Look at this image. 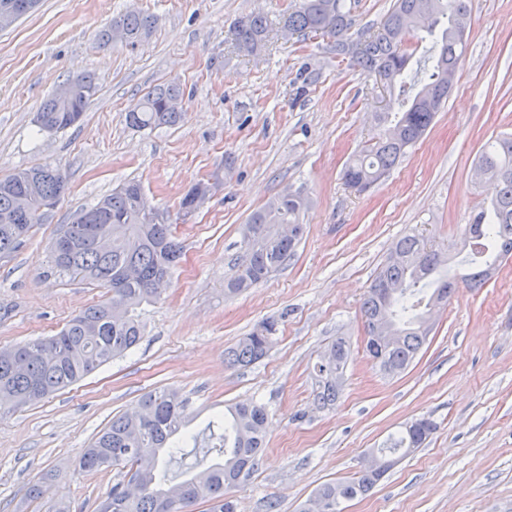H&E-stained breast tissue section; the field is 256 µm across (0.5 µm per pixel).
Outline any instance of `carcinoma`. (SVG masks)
Masks as SVG:
<instances>
[{
  "label": "carcinoma",
  "mask_w": 512,
  "mask_h": 512,
  "mask_svg": "<svg viewBox=\"0 0 512 512\" xmlns=\"http://www.w3.org/2000/svg\"><path fill=\"white\" fill-rule=\"evenodd\" d=\"M468 16L467 0H395L377 32L359 35L363 48L351 54L346 32L353 26V17L347 0H296L288 10L283 25L288 38H334L336 57L349 59L352 66L368 74L392 77L387 106L375 113L377 137L343 170L348 187L362 192L385 178L425 135L448 98V69L464 57L462 31ZM154 24L150 15L127 12L112 18L111 28L123 29L127 46L134 48L148 37ZM422 32L427 34L428 45L414 61L405 45ZM269 33V20L260 11L239 18L232 29L236 46H245L251 53L264 48ZM70 83L78 88V95L69 102L48 97L37 113L41 130H65L82 119L98 90L97 79L84 74ZM180 97V85L159 86L129 110L128 123L150 130L175 126L180 112L171 109L170 102ZM477 164L495 169L497 179L486 207L474 223L464 226L463 242L473 245L463 260L468 273L448 276V257L428 247L418 235L409 234L395 243L364 297L362 314L368 337L364 351L388 375L405 371L426 344L431 332L430 308L448 303L461 285L482 287L502 261L512 258V134L487 143ZM67 190L66 174L47 164L0 179V254L16 252L30 229L50 218L52 211L44 206L58 205ZM22 197L28 206L23 219L17 216ZM308 205L302 192H285L253 213L242 228L243 258L225 282L224 295L245 291L288 262L303 236L300 217ZM91 213L100 217L101 232L112 233L111 248L102 250L90 239L87 217ZM282 225L291 227L290 235L279 234ZM61 232L69 236L70 248L64 254L52 251V271L98 282L109 289L111 297L70 319L50 338L0 348V399L5 397L16 405L37 403L136 347L143 329L135 310L160 296L182 255L170 215L149 206L134 182L77 212ZM384 281L398 286V291L382 292ZM274 331L272 322L259 325L225 352L226 362L244 366L262 358L271 347ZM348 355L342 337L322 353L314 396L318 407L336 403ZM186 410V400L177 391L152 390L136 410L112 417L83 450L81 471L124 465L139 485L132 501L126 499L123 484L112 486L97 512H190L200 501L210 503L211 512H236L229 491L247 481L258 466L266 443L267 410L261 404L239 403L215 416L204 432L207 439L219 441L224 461L176 482L169 463L187 445L196 447L199 442V435L184 432L189 422ZM434 430L432 420L416 419L376 452L386 459L404 457L421 447ZM378 482L379 476L361 470L347 480L321 485L312 499L323 503L326 512H342L343 502L367 495Z\"/></svg>",
  "instance_id": "carcinoma-1"
}]
</instances>
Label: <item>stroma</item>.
<instances>
[{"instance_id":"obj_1","label":"stroma","mask_w":512,"mask_h":512,"mask_svg":"<svg viewBox=\"0 0 512 512\" xmlns=\"http://www.w3.org/2000/svg\"><path fill=\"white\" fill-rule=\"evenodd\" d=\"M293 0H40L0 31V179L51 164L68 190L45 224L0 260V348L48 337L107 288L48 274L61 225L126 181L167 211L184 248L160 298L142 305L144 335L73 386L24 407L0 405V512H96L129 470L79 469L83 448L143 393L172 388L188 402V432L226 406L268 411L266 447L233 489L238 512H298L321 484L352 477L372 449L407 423L437 428L344 512H512V259L481 288H459L402 374H382L363 351L361 303L394 242L416 233L449 255L489 200L475 179L482 147L512 133V0H469L465 61L426 135L389 177L359 193L346 162L376 134L384 91L336 58V42L271 40L235 51L229 29L255 11L278 20ZM135 9L155 16L137 48L101 46L99 32ZM92 72L99 88L82 120L58 133L35 123L44 99ZM170 81L183 90L174 127L135 131L130 106ZM212 181L191 216L187 190ZM311 200L288 264L228 297L244 250L241 227L284 190ZM277 323L268 354L231 367L224 351L261 322ZM350 344L335 406L313 402L316 364L336 337ZM54 473L45 495L28 490Z\"/></svg>"}]
</instances>
